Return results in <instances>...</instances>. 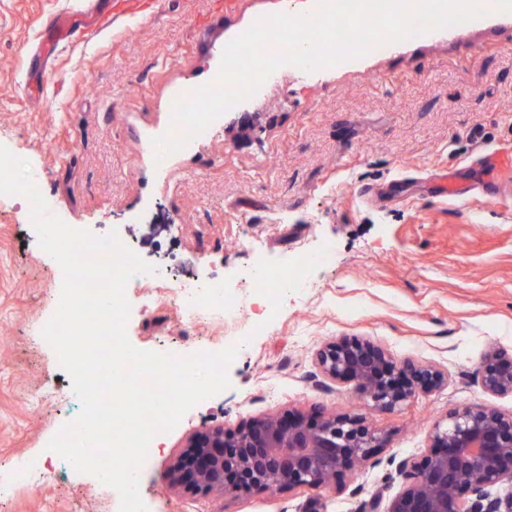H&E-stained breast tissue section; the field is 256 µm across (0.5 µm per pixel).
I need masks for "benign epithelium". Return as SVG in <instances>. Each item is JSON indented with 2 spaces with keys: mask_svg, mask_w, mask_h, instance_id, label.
Wrapping results in <instances>:
<instances>
[{
  "mask_svg": "<svg viewBox=\"0 0 512 512\" xmlns=\"http://www.w3.org/2000/svg\"><path fill=\"white\" fill-rule=\"evenodd\" d=\"M315 357L323 377L354 383L380 412H393L446 381L435 366L396 362L368 339L324 343ZM476 378L486 393L512 396V357L498 348L487 350ZM429 440L422 459L397 465L402 490L384 508L379 498H371L363 512H512V412L452 408L434 423ZM388 442L385 432L358 413L268 414L235 429L194 433L166 479L197 494L226 498L326 489Z\"/></svg>",
  "mask_w": 512,
  "mask_h": 512,
  "instance_id": "1",
  "label": "benign epithelium"
}]
</instances>
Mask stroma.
I'll return each mask as SVG.
<instances>
[{"label": "stroma", "instance_id": "obj_1", "mask_svg": "<svg viewBox=\"0 0 512 512\" xmlns=\"http://www.w3.org/2000/svg\"><path fill=\"white\" fill-rule=\"evenodd\" d=\"M114 0L95 7L104 29L45 55L52 15L84 0H0V145L29 161L52 213L104 236L124 226L146 262L170 281L133 282L126 330L138 349L243 346L229 389L190 409L139 475L157 512H299L309 490L221 499L171 487L166 474L189 435L269 413L358 408L350 383L318 376L314 353L342 337L372 340L393 360L434 365L448 382L391 413L373 412L387 447L345 489L319 491L327 512H361L402 487L398 462L429 451L449 408L512 411L475 380L483 353L512 351V198L432 196L429 174L488 180L482 160L512 153V14L490 13L391 43L362 58L305 72L277 69L225 112L212 139L166 154L173 101L212 82L225 47L259 18L312 12L316 0ZM332 241L335 259L287 294L276 315L245 271ZM229 285L243 311L218 308L185 326L176 285ZM59 276L38 244L29 201L0 195V466L50 462L47 444L82 410L39 330L55 313ZM266 319L254 332L255 319ZM118 492L67 472L0 512H119Z\"/></svg>", "mask_w": 512, "mask_h": 512}]
</instances>
